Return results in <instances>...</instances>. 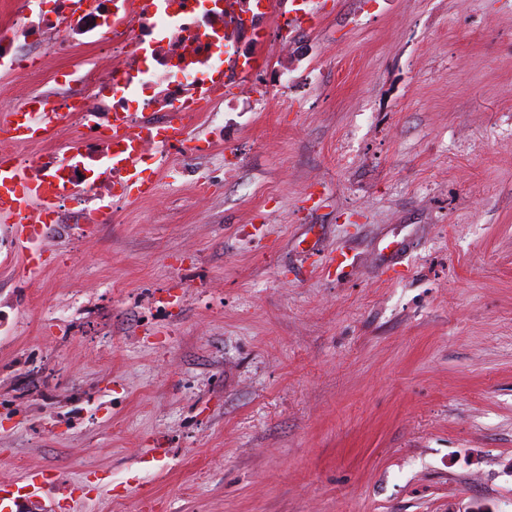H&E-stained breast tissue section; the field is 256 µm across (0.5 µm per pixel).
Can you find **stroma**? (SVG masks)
<instances>
[{
    "mask_svg": "<svg viewBox=\"0 0 512 512\" xmlns=\"http://www.w3.org/2000/svg\"><path fill=\"white\" fill-rule=\"evenodd\" d=\"M304 9L288 56L242 43L276 90L225 98L209 184L157 169L31 275L0 226V484L512 512V0Z\"/></svg>",
    "mask_w": 512,
    "mask_h": 512,
    "instance_id": "35a3bbf8",
    "label": "stroma"
}]
</instances>
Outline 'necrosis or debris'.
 Returning a JSON list of instances; mask_svg holds the SVG:
<instances>
[{
  "instance_id": "1",
  "label": "necrosis or debris",
  "mask_w": 512,
  "mask_h": 512,
  "mask_svg": "<svg viewBox=\"0 0 512 512\" xmlns=\"http://www.w3.org/2000/svg\"><path fill=\"white\" fill-rule=\"evenodd\" d=\"M141 2L88 0L77 14L69 0H27L12 24L0 30V75L15 80H37L46 57L66 54L79 42L113 57L107 72L69 65L54 76L62 96L35 105L36 119L47 125L55 113H72L76 135L70 158L40 153L25 162L35 177L71 185L73 192L52 217L35 210L25 215V223L65 222L76 229L88 221L80 208L83 199L122 206V197L112 194L113 113H133L158 125L173 112L220 111L224 91L214 85L216 74L229 82L236 78L240 44L253 40L268 21L258 0H236L232 15L225 13L224 0H158L150 13ZM19 40L33 49V57L17 51Z\"/></svg>"
}]
</instances>
